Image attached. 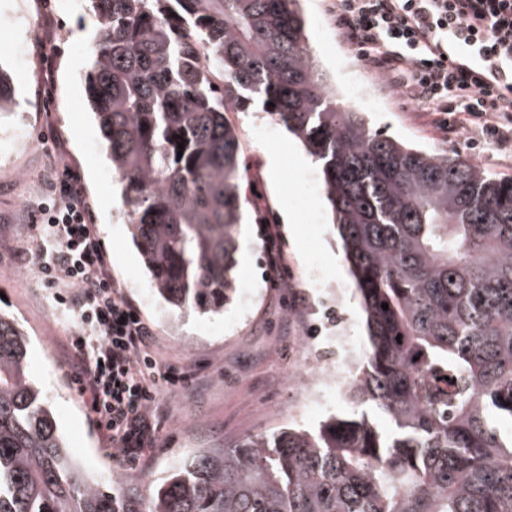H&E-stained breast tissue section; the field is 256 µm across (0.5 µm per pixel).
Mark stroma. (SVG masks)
Instances as JSON below:
<instances>
[{"label":"stroma","mask_w":512,"mask_h":512,"mask_svg":"<svg viewBox=\"0 0 512 512\" xmlns=\"http://www.w3.org/2000/svg\"><path fill=\"white\" fill-rule=\"evenodd\" d=\"M42 2L0 0V67L13 81L16 100L12 112L0 116V313L27 334L31 375L49 399L71 455L92 477L116 489L133 488L165 476L192 452L287 428L315 430L329 418L352 414L343 397L309 415H275L276 408L294 404L285 380L299 367L302 337L329 334L338 309L358 335L366 333L325 193L308 189L310 176L321 173L318 163L259 104L227 113L247 169L237 281L249 295L235 298L220 314L173 318L154 294L119 216V189L88 105L83 76L95 37L93 16L75 10L73 0H51L48 9ZM301 9L321 69L346 102L366 112L374 129L428 154L470 160L490 177L512 179L511 140L493 145L474 130L444 129L440 113L409 111L339 35L330 0H301ZM30 14L42 19L34 34L26 24ZM29 38L36 39L38 51L21 68L7 50ZM18 122L27 140L22 148L4 134ZM271 152L282 156L275 179L265 170ZM52 161L79 176L112 278L154 325L156 354L191 373L188 383L161 392L157 446L136 463L114 455L91 423L69 378L71 324L56 313L37 273L32 226L41 220L40 198L53 196L40 185ZM284 195L295 211L291 225L283 221Z\"/></svg>","instance_id":"obj_1"}]
</instances>
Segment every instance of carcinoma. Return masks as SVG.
Here are the masks:
<instances>
[{
  "mask_svg": "<svg viewBox=\"0 0 512 512\" xmlns=\"http://www.w3.org/2000/svg\"><path fill=\"white\" fill-rule=\"evenodd\" d=\"M91 8L86 93L157 296L182 313L233 298L244 174L224 113L258 97L321 167L366 318L349 397L392 427L363 413L259 434L112 494L67 451L0 315V512H512V437L491 420L512 419V179L372 129L321 70L299 0ZM13 99L1 70L0 112Z\"/></svg>",
  "mask_w": 512,
  "mask_h": 512,
  "instance_id": "carcinoma-1",
  "label": "carcinoma"
}]
</instances>
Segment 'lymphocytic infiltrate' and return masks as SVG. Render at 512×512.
<instances>
[{
	"label": "lymphocytic infiltrate",
	"mask_w": 512,
	"mask_h": 512,
	"mask_svg": "<svg viewBox=\"0 0 512 512\" xmlns=\"http://www.w3.org/2000/svg\"><path fill=\"white\" fill-rule=\"evenodd\" d=\"M336 24L368 67L421 112H461L489 141L512 136V0H336ZM476 59L448 63L449 43ZM35 225L38 268L71 318L72 378L110 447L134 462L154 448L151 411L187 369L154 352V329L114 283L86 197L63 183Z\"/></svg>",
	"instance_id": "obj_1"
}]
</instances>
